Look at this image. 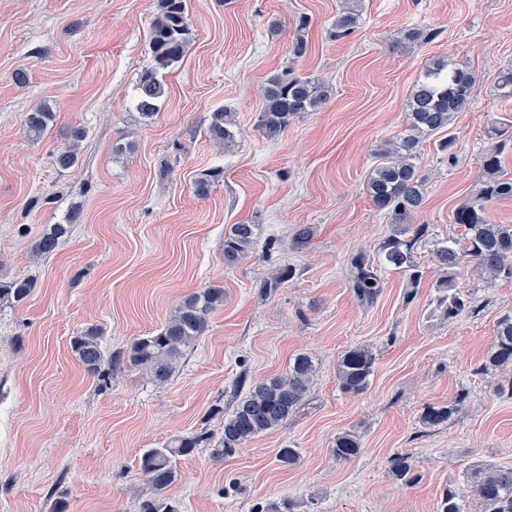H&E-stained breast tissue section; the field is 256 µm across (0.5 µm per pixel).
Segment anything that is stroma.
<instances>
[{
    "label": "stroma",
    "instance_id": "1",
    "mask_svg": "<svg viewBox=\"0 0 512 512\" xmlns=\"http://www.w3.org/2000/svg\"><path fill=\"white\" fill-rule=\"evenodd\" d=\"M348 6L358 24L339 40L333 23ZM187 10L190 42L146 120L132 96L151 63L158 0H0V279L36 283L22 304L0 308V512H53L61 501L66 512H138L151 493L143 449L218 432L248 385L300 352L318 363L304 410L234 457L180 459L168 491L180 512H268L285 499L294 512H436L449 487L473 499V462L512 466V398L481 370L499 318L512 314V281L464 265L456 282L475 310L444 318L432 242L460 236L453 214L477 193L488 132L512 130V97L496 90L512 67V0H187ZM303 19L309 51L297 58ZM405 28L427 38L402 53L394 42ZM441 59L477 83L449 132L424 143L425 200L413 218L428 229L413 247L422 279L414 288L380 269L384 288L365 305L350 259L375 256L391 232L366 183L406 125L413 85ZM286 71L325 82L330 97L270 140L258 128L262 91ZM41 102L57 119L32 141L23 119ZM222 108L239 128L229 149L206 136ZM76 127L87 131L79 163L59 170L53 156ZM212 171L219 179L197 195L196 179ZM75 208L56 252L36 257L42 232ZM239 222L258 225L257 244L230 265L224 234ZM303 224L314 235L298 249ZM288 265L294 278L264 289ZM208 285L223 287L224 305L168 382L130 367L94 378L72 355L71 336L90 325L106 351H124ZM360 345L376 361L352 396L337 364ZM451 402L448 421H424L427 407ZM344 432L361 441L346 461L332 452ZM285 446L299 449L296 465L278 462ZM401 453L415 465L409 485L389 471Z\"/></svg>",
    "mask_w": 512,
    "mask_h": 512
}]
</instances>
